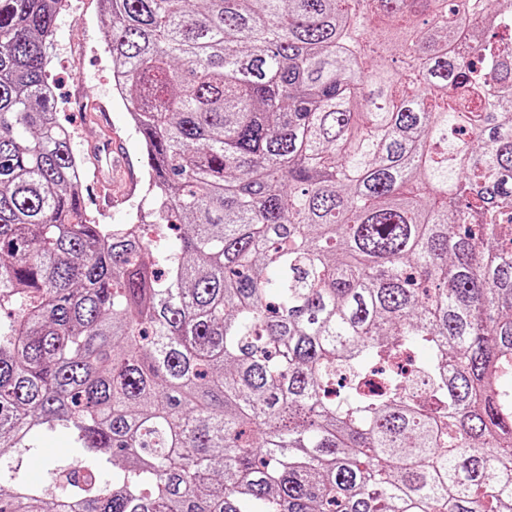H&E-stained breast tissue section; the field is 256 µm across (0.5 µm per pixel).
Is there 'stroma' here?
I'll list each match as a JSON object with an SVG mask.
<instances>
[{
	"label": "stroma",
	"instance_id": "obj_1",
	"mask_svg": "<svg viewBox=\"0 0 512 512\" xmlns=\"http://www.w3.org/2000/svg\"><path fill=\"white\" fill-rule=\"evenodd\" d=\"M56 19L53 52L47 66L55 87L56 112L73 135L77 158H85L93 141L109 137L124 159L116 178L114 206L98 201L97 179L86 176L82 194L88 219L98 224H128L134 211H148L146 158L123 101L112 86V59L107 51L100 0H67Z\"/></svg>",
	"mask_w": 512,
	"mask_h": 512
}]
</instances>
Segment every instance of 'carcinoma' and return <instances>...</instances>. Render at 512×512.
Wrapping results in <instances>:
<instances>
[{"mask_svg":"<svg viewBox=\"0 0 512 512\" xmlns=\"http://www.w3.org/2000/svg\"><path fill=\"white\" fill-rule=\"evenodd\" d=\"M58 2L0 0V512H512V0H103L145 224ZM67 9L59 12L53 35V52L47 72L55 87L57 117L72 131L77 159L89 170L82 182L86 215L96 224H129L137 206L139 215L148 212L145 201L147 185L146 158L140 135L135 130L123 101L112 86V58L107 52V33L103 26L100 0H66ZM109 113L108 123L98 120L100 109ZM93 145L99 162L101 189L112 190L113 175L118 171L119 157L114 155L116 142L124 159V171L116 177L112 207L102 206L98 198L96 162L90 154ZM90 157L91 164L85 156ZM133 184L135 190L127 191ZM133 209V210H132ZM44 447L46 448L45 451L41 455L25 458L23 462V469L25 470L27 476L30 479L36 480L39 479L42 471L47 464V462L53 458H55L60 453V449L54 453L49 454L48 450L49 448H66L67 445L65 444V441L62 438L59 437H52L48 438L45 441ZM37 472L33 475H31V469L32 468H38Z\"/></svg>","mask_w":512,"mask_h":512,"instance_id":"carcinoma-1","label":"carcinoma"}]
</instances>
